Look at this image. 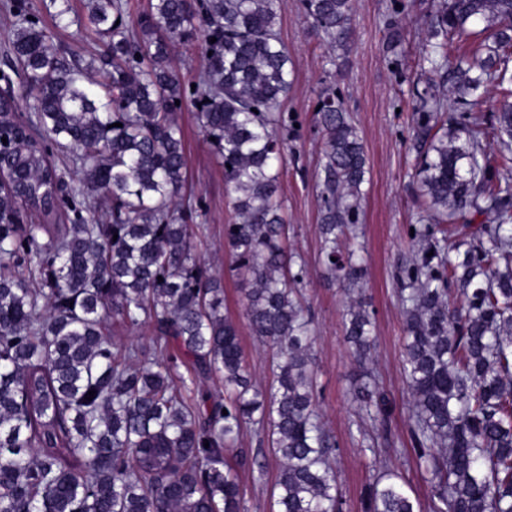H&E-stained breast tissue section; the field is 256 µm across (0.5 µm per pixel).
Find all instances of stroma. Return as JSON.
<instances>
[{"label": "stroma", "mask_w": 512, "mask_h": 512, "mask_svg": "<svg viewBox=\"0 0 512 512\" xmlns=\"http://www.w3.org/2000/svg\"><path fill=\"white\" fill-rule=\"evenodd\" d=\"M432 0H353V48L338 54L312 33L298 0H283L280 37L291 54L294 82L282 110L294 115L300 135L289 141L281 168V196L288 219V244L309 262V277L301 290L315 328L312 367L319 385L322 420L335 442V462L342 512H364L363 500L374 474L392 470L411 498L427 501L430 486L412 448L409 428L410 396L403 374L405 316L398 301L397 276L413 255L408 227L418 221V184L415 176L420 154L412 140V110L416 63L425 39L423 16ZM40 26L55 45L70 56L85 60L95 53L101 38L82 26L57 27L43 0H30ZM400 9L403 41L389 51L385 22ZM340 95L357 124L367 158L365 198L360 243L365 249L368 275L361 293L376 320L375 342L367 366L381 390L393 403L385 423L372 425L351 390L359 368L345 340L344 314L348 299L327 282L319 264L321 240L318 173L323 139L316 129V108L325 89ZM192 98H185L180 123L187 157L185 201L202 206L204 236L197 247L211 272L224 282L227 315L241 333L248 371L256 386L270 380V351L252 336L244 315L245 298L238 277L229 271L224 249V227L235 223L233 193L224 182V170L194 113ZM375 441L374 450H361L360 430ZM240 489L248 512H274L271 489L278 461L253 430H245L233 454Z\"/></svg>", "instance_id": "obj_1"}]
</instances>
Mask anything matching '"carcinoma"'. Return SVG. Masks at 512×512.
<instances>
[{
  "label": "carcinoma",
  "instance_id": "obj_1",
  "mask_svg": "<svg viewBox=\"0 0 512 512\" xmlns=\"http://www.w3.org/2000/svg\"><path fill=\"white\" fill-rule=\"evenodd\" d=\"M299 4L332 50L348 49L353 0ZM47 7L58 24L107 42L83 68L31 18L28 0H0L14 18L0 55V512H247L227 456L249 426L279 462L277 512H339L299 298L309 268L288 249L280 200L290 139L281 105L294 75L281 0H148L129 19L128 0H88L83 16L70 0ZM424 25L428 79L413 97L428 217L412 225L414 257L398 276L411 440L431 487L427 512H512V0H433ZM198 44L197 118L238 215L224 247L246 275L247 326L272 351L263 389L224 315L222 279L195 251L204 225L184 204L175 101L186 88L172 53ZM16 77L34 91L28 112L10 101ZM490 88L488 128L472 108ZM450 95L460 111H448ZM318 104L321 266L350 292L366 268L342 240L360 224L367 158L341 97L327 89ZM58 154L77 179L65 180ZM99 200L111 204L106 219L95 218ZM34 209L62 223L20 222ZM469 214L484 222L464 249L452 224ZM144 325L172 345L162 357L114 342ZM344 326L362 365L372 312L351 305ZM211 377L224 393L202 388ZM355 397L386 420L370 373ZM364 512L421 506L378 476Z\"/></svg>",
  "mask_w": 512,
  "mask_h": 512
}]
</instances>
